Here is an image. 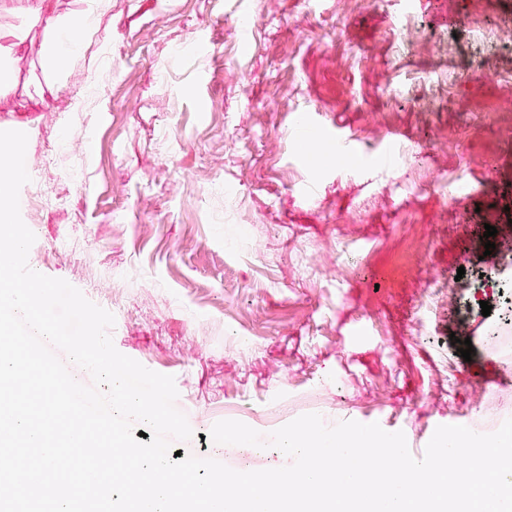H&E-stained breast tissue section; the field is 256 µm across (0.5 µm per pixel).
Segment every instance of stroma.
<instances>
[{
    "label": "stroma",
    "instance_id": "1",
    "mask_svg": "<svg viewBox=\"0 0 512 512\" xmlns=\"http://www.w3.org/2000/svg\"><path fill=\"white\" fill-rule=\"evenodd\" d=\"M36 5L0 0V130L27 133L54 196L20 190L28 263L174 377L180 451L221 420L266 435L316 413L403 432L418 456L438 426L512 401L497 383L512 320L499 295L487 316L472 297L512 281V146L490 111L507 91L480 74L512 71V49L465 24L512 27V0H52L56 21L91 22L61 66ZM404 22L417 34L399 52ZM432 274L460 288L429 311ZM207 448L238 471L289 462Z\"/></svg>",
    "mask_w": 512,
    "mask_h": 512
}]
</instances>
